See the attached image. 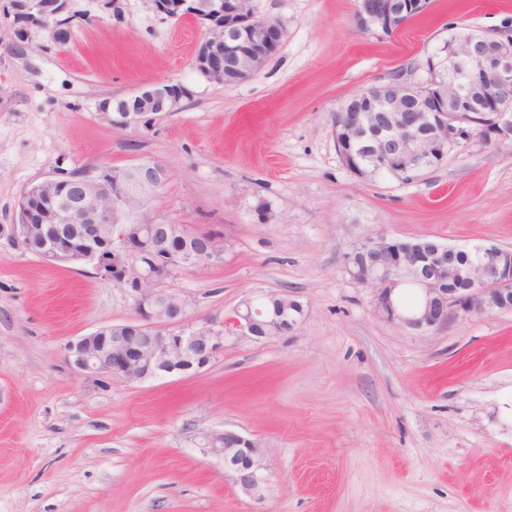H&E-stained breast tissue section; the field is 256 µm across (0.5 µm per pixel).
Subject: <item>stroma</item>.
Segmentation results:
<instances>
[{
	"label": "stroma",
	"mask_w": 512,
	"mask_h": 512,
	"mask_svg": "<svg viewBox=\"0 0 512 512\" xmlns=\"http://www.w3.org/2000/svg\"><path fill=\"white\" fill-rule=\"evenodd\" d=\"M253 5L286 37L224 86L192 67L204 29L149 0L118 17L73 0L70 41L22 51L0 0V227L50 176L157 162L148 220L224 241L222 262L164 286L225 336L192 376H78L65 344L133 319L129 291L1 236L0 512H512V312L416 334L343 265L377 235L512 247V147L462 139L403 183L352 173L332 138L348 97L426 78L450 33L511 31L512 0H431L389 34L358 24V0ZM156 82L185 87L174 111L126 124L98 108ZM267 291L302 303V323L238 335L237 307ZM224 430L258 443L257 494L198 448Z\"/></svg>",
	"instance_id": "stroma-1"
}]
</instances>
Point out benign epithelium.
Here are the masks:
<instances>
[{
  "instance_id": "obj_1",
  "label": "benign epithelium",
  "mask_w": 512,
  "mask_h": 512,
  "mask_svg": "<svg viewBox=\"0 0 512 512\" xmlns=\"http://www.w3.org/2000/svg\"><path fill=\"white\" fill-rule=\"evenodd\" d=\"M14 45L29 47L45 36L56 44L71 37L64 14L69 0H8ZM253 0H150L164 18L189 16L205 30L192 66L207 81L226 84L257 74L285 37L283 27L258 17ZM430 0H359L358 20L367 29L392 33L425 14ZM430 63L431 76L413 83L396 75L389 82L349 99L332 129L343 164L357 166L352 149L363 142L379 170H396L411 179L443 159L460 139L481 144L512 143V35L457 33ZM185 94L178 84L154 83L125 98L121 118L136 121L150 113L171 112ZM167 177L156 162L128 172L95 168L79 176L52 177L31 185L11 225L16 242L38 241V256L53 265L85 263L104 279L112 272L130 287L136 317L123 325L101 327L65 345L79 375L105 374L140 382L169 374L197 373L224 351V328L187 321L188 303L161 288L173 271H186L222 259L217 235L175 224L136 222L130 198L156 188ZM471 256L432 239H368L344 257L351 280L375 291L374 311L418 333L448 326L463 316L512 311V248L475 246ZM417 286L421 304L400 307L402 285ZM303 305L262 306L248 299L235 311L242 336L275 337L295 330ZM159 337L150 360L136 339ZM204 452L224 461V470L247 494L258 491L257 443L235 431L205 436Z\"/></svg>"
}]
</instances>
